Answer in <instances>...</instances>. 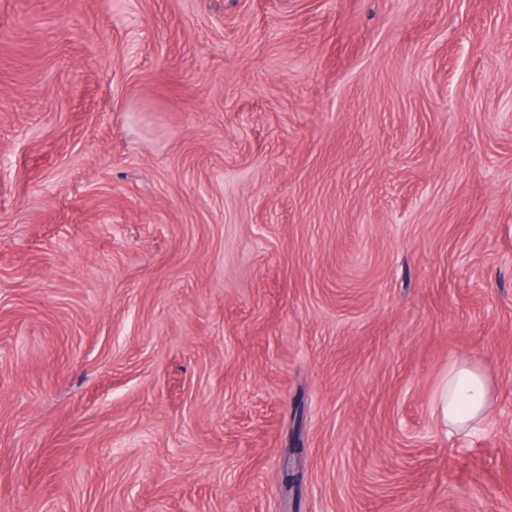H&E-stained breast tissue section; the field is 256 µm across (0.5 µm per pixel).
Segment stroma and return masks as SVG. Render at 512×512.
<instances>
[{
	"mask_svg": "<svg viewBox=\"0 0 512 512\" xmlns=\"http://www.w3.org/2000/svg\"><path fill=\"white\" fill-rule=\"evenodd\" d=\"M0 512H512V0H0ZM485 376L464 361L448 365V378L435 395V405L449 429L463 431L480 424L490 405Z\"/></svg>",
	"mask_w": 512,
	"mask_h": 512,
	"instance_id": "stroma-1",
	"label": "stroma"
}]
</instances>
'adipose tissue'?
Listing matches in <instances>:
<instances>
[{
	"mask_svg": "<svg viewBox=\"0 0 512 512\" xmlns=\"http://www.w3.org/2000/svg\"><path fill=\"white\" fill-rule=\"evenodd\" d=\"M491 390L485 376L464 361L448 366V377L435 395V405L449 429L463 431L480 424L490 405Z\"/></svg>",
	"mask_w": 512,
	"mask_h": 512,
	"instance_id": "adipose-tissue-1",
	"label": "adipose tissue"
}]
</instances>
